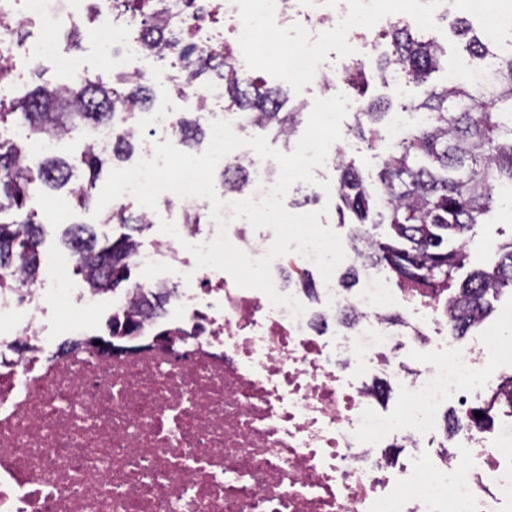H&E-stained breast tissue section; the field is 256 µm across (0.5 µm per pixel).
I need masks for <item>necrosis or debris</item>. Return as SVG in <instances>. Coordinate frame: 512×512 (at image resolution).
Masks as SVG:
<instances>
[{
	"label": "necrosis or debris",
	"instance_id": "obj_1",
	"mask_svg": "<svg viewBox=\"0 0 512 512\" xmlns=\"http://www.w3.org/2000/svg\"><path fill=\"white\" fill-rule=\"evenodd\" d=\"M376 0H163L160 30L178 26L213 67L206 88L185 86L184 61L166 44L146 50L113 0H0V63L53 58L69 82L85 69L59 33L92 16L88 38L113 76L172 85L181 107L256 124L224 103V37L276 62L298 84L324 75L327 48L343 61L381 38ZM315 21L298 50L288 30ZM41 37L19 46L15 30ZM246 192L262 198L274 160L241 147ZM148 223L168 216L177 236L136 243L131 288L108 296L58 259L45 282L0 290V512H512V443L498 428L512 410L491 399L512 337L502 322L476 325L468 344L448 333L441 289L386 287L367 267L361 287L339 277L305 288L315 271L291 252L271 267L277 291L305 311L292 316L226 272L196 268L187 244L217 234L209 200L161 193ZM142 306L134 335L97 319ZM449 440L420 460L445 421Z\"/></svg>",
	"mask_w": 512,
	"mask_h": 512
}]
</instances>
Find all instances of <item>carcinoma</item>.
Instances as JSON below:
<instances>
[{
	"mask_svg": "<svg viewBox=\"0 0 512 512\" xmlns=\"http://www.w3.org/2000/svg\"><path fill=\"white\" fill-rule=\"evenodd\" d=\"M124 2L127 10L142 15L141 32L146 46L152 47L150 0ZM459 24V35L465 38L463 52L479 61L484 79H451L441 87L431 84L432 74L444 64L445 48L400 22L392 25L387 33L391 50L378 60L376 77L387 84L396 75L424 86V98L413 109L426 116V123L387 148L371 183L353 162L342 158L337 165V193L350 223L386 224L390 230V239L381 242L356 229L354 241L363 261L385 267L413 288L448 289L449 330L454 336L465 335L473 322L486 316L489 298L512 288V241L500 247V259L492 270H476L453 288L465 254L450 244L483 223L495 206H512L511 198L496 193L498 187L512 186V40L483 39L466 21ZM233 57V46L224 43V99L281 136L292 132L299 113L283 111L282 91L260 76L240 75ZM345 79L359 89L369 84L365 63L351 62ZM147 91L144 84L126 77L108 86L86 76L67 95L60 87L41 85L11 102V111L0 107V123L16 122L33 141L100 122L119 125L129 105L149 102ZM391 108L388 99H362L351 132L371 150L386 148L379 123ZM21 153L16 143L0 139V286L16 270L24 280L37 282L44 233L42 225L25 215L30 186L38 179L62 188L74 169L68 161L51 157L34 172L20 161ZM81 163L87 178L73 195L83 206L108 159L86 150ZM222 176L236 189L249 186L250 174L243 167L226 166ZM105 223L134 224L139 230L142 218L121 205L106 215ZM65 236L66 248L82 260L80 271L93 285L112 291L130 286L132 235L100 245L85 225L73 224Z\"/></svg>",
	"mask_w": 512,
	"mask_h": 512,
	"instance_id": "cac0c4a2",
	"label": "carcinoma"
}]
</instances>
